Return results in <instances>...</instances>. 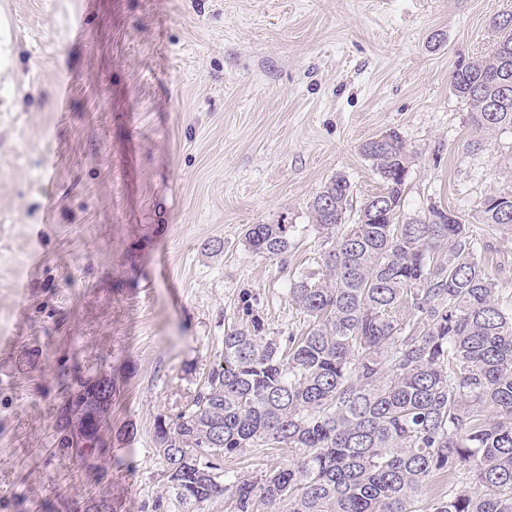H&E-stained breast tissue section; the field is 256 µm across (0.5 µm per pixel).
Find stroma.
Masks as SVG:
<instances>
[{
    "instance_id": "stroma-1",
    "label": "stroma",
    "mask_w": 512,
    "mask_h": 512,
    "mask_svg": "<svg viewBox=\"0 0 512 512\" xmlns=\"http://www.w3.org/2000/svg\"><path fill=\"white\" fill-rule=\"evenodd\" d=\"M512 0H0V512H74L95 497L154 512V434L245 325L243 293L281 336L322 266L310 203L336 174L355 201L381 180L361 153L397 132L415 155L401 212L476 221L512 191V127L476 132L452 87ZM292 224L286 259L247 225ZM512 304V234L484 228ZM117 395L105 450L59 454L71 379Z\"/></svg>"
}]
</instances>
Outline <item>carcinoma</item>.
<instances>
[{
  "instance_id": "1",
  "label": "carcinoma",
  "mask_w": 512,
  "mask_h": 512,
  "mask_svg": "<svg viewBox=\"0 0 512 512\" xmlns=\"http://www.w3.org/2000/svg\"><path fill=\"white\" fill-rule=\"evenodd\" d=\"M487 54L452 84L470 120L489 135L512 127V106L487 111L497 95L487 75L512 79V25L497 27ZM361 152L395 206L390 216L353 209L345 176L311 202L324 233L323 268L291 281L289 302L307 317L299 336H268L250 325L224 332V365L210 371L190 405L158 422L168 498L181 512L224 499L231 512H512V307L470 225L404 217L401 200L413 154L396 133ZM512 202L495 191L478 221L512 231ZM292 224H250L244 245L282 257L296 247ZM101 376L66 388L57 448L77 461L96 454L111 407L97 401ZM287 448L288 460L229 480L224 457L248 448ZM440 474L448 491L420 496Z\"/></svg>"
}]
</instances>
